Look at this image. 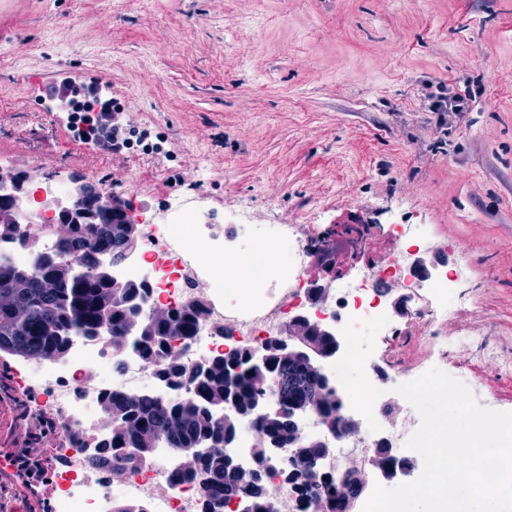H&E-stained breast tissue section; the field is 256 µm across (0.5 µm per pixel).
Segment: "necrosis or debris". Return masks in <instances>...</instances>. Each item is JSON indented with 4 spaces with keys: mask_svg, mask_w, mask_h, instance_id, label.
<instances>
[{
    "mask_svg": "<svg viewBox=\"0 0 512 512\" xmlns=\"http://www.w3.org/2000/svg\"><path fill=\"white\" fill-rule=\"evenodd\" d=\"M31 200L22 213L24 226L35 230L34 241L0 245V259L30 270L36 251L49 239L48 226ZM139 226L128 258L117 266L126 281H147L148 307L201 304L203 314L187 344L176 345L178 358L193 366L225 347H258L268 337L283 333L295 315L333 326L347 345L327 370L340 394L359 381L362 397L353 406L365 422L359 433L345 435L322 458V472L339 475L357 466L370 473L373 483L390 487L394 481L373 469L378 448H399L403 462L415 459L405 442L419 425L417 412L395 393L398 365L383 367L361 353L358 339L366 331L394 339L401 335L431 333L440 351L490 363L502 375H512V342L488 335L485 329L458 331L452 338L438 335L437 325L449 311L474 305V298L453 288L467 260L449 256L432 242L424 224H395L400 249L366 265L355 280L339 284L312 275V258L324 243L310 237L291 240L284 224H259L244 210L225 214L204 204L178 197L162 205L132 206ZM250 237L255 251L239 252L238 238ZM288 247L285 264L268 267L258 247ZM261 267L259 277L245 287H230L225 269L239 263ZM164 362L146 361L133 352H116L109 339H75L64 364L17 372L22 389L34 390L38 410L56 414L65 434V465L55 483L54 512H112L126 504L145 512H195L201 488L193 482H174L171 462L162 455L137 465L120 479L109 478L103 465L87 461L83 445L97 439L105 423L102 395L117 392L128 397L156 393L162 388L159 371Z\"/></svg>",
    "mask_w": 512,
    "mask_h": 512,
    "instance_id": "4bbe7bcc",
    "label": "necrosis or debris"
}]
</instances>
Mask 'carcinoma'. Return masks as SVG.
<instances>
[{
  "label": "carcinoma",
  "mask_w": 512,
  "mask_h": 512,
  "mask_svg": "<svg viewBox=\"0 0 512 512\" xmlns=\"http://www.w3.org/2000/svg\"><path fill=\"white\" fill-rule=\"evenodd\" d=\"M137 234L136 225L113 216L112 206L94 194L86 214L75 221L72 238L59 249V253L79 261V275L56 277L46 253L37 254L31 271L0 262V352L22 359H60L68 351L70 337H95L105 326L110 336L125 338L115 350L129 349L153 360L169 353L171 337L186 340L193 336L201 315L196 305L187 304L157 320L143 305L145 283L122 282L103 272L102 262L123 255ZM31 238L32 233L19 224L0 223V241L25 243ZM267 347L271 361L268 370L250 367L241 352L209 360L190 371L170 360L164 381L189 384L192 395L185 400L162 401L156 394L136 399L104 395V412L112 415V433L100 440L96 459L110 470L126 471L165 450L176 454L173 478L203 486L198 512H224V505L236 498L250 506L249 512H274L266 481L243 483L224 455L236 432L211 417V412L224 407L229 399L245 410L272 382L287 408L305 405L322 388L320 376L305 361L282 358L273 339ZM148 431L160 438L158 446H143V435ZM257 433V456L262 459V448L272 442L288 447L293 428L285 414L260 425ZM201 443L212 448L207 457L195 460L181 456L180 449ZM317 455L319 446L309 445L303 455L292 454L281 471L292 475L302 512H312L315 504L321 512H336L329 504L331 485L316 480L310 467L309 460Z\"/></svg>",
  "instance_id": "obj_1"
}]
</instances>
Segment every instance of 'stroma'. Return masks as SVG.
Wrapping results in <instances>:
<instances>
[{
  "label": "stroma",
  "instance_id": "stroma-1",
  "mask_svg": "<svg viewBox=\"0 0 512 512\" xmlns=\"http://www.w3.org/2000/svg\"><path fill=\"white\" fill-rule=\"evenodd\" d=\"M83 69L162 152L78 153L39 76ZM467 90L439 125L425 84ZM0 156L154 203L193 187L319 237L404 217L469 252L478 302L441 330L512 334V0H15L0 10Z\"/></svg>",
  "mask_w": 512,
  "mask_h": 512
}]
</instances>
